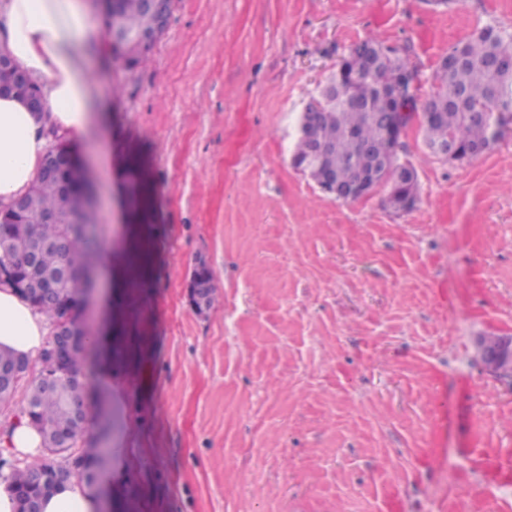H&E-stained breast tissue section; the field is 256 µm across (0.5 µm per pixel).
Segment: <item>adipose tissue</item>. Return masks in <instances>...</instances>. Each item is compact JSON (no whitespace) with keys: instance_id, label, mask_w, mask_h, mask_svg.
Masks as SVG:
<instances>
[{"instance_id":"ef3b65f1","label":"adipose tissue","mask_w":512,"mask_h":512,"mask_svg":"<svg viewBox=\"0 0 512 512\" xmlns=\"http://www.w3.org/2000/svg\"><path fill=\"white\" fill-rule=\"evenodd\" d=\"M100 27L87 0H6L0 7V47L42 90L44 109L0 97V206L35 182L59 131L80 142L97 112L96 81L88 68V43ZM49 319L12 288L0 285V348L30 358L49 342ZM129 456L115 448L95 483L73 481L45 498L42 512H99L103 497L128 479Z\"/></svg>"}]
</instances>
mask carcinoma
I'll return each instance as SVG.
<instances>
[{
	"mask_svg": "<svg viewBox=\"0 0 512 512\" xmlns=\"http://www.w3.org/2000/svg\"><path fill=\"white\" fill-rule=\"evenodd\" d=\"M118 25L133 35L154 29L156 18L146 0H117L106 26ZM380 46L374 37L354 43L338 63L336 73L325 87L324 99L312 98V121L318 136L328 142L332 152L323 156L320 172L329 173L342 185L353 184L372 160L387 151L381 114L393 107L387 90L398 86L412 72L395 48L375 63L368 51ZM448 57L451 65H440L434 73V90L422 105L430 115L424 124L426 142L447 145L462 155L488 147L505 135L504 127L512 117V34L486 26L456 46ZM310 142L300 137L292 151V164L300 168L309 157ZM64 169L57 177L38 176L26 193L30 210L16 220L0 223V264L10 263L26 270L24 243L34 239L50 243L67 239L62 249L44 248L36 254L35 271L52 296L38 306L53 323L67 318L78 323L77 297L82 294L80 278L91 266L101 241L81 224V200L78 189ZM58 212L70 224H37L41 212ZM87 346L75 345L64 352L66 373L57 381L43 379L53 370L46 356L41 372L32 377L27 402L20 418L35 426L43 436V447L53 448L61 439L70 440V448L85 440L86 419H78L76 408H87L90 389L86 382ZM49 460L39 458L19 466L0 460V478L9 481L18 503L17 512H28L40 505L53 491L35 474L47 469Z\"/></svg>",
	"mask_w": 512,
	"mask_h": 512,
	"instance_id": "cac0c4a2",
	"label": "carcinoma"
}]
</instances>
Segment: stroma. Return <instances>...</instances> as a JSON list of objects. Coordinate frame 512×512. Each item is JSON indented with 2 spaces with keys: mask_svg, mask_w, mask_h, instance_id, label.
<instances>
[{
  "mask_svg": "<svg viewBox=\"0 0 512 512\" xmlns=\"http://www.w3.org/2000/svg\"><path fill=\"white\" fill-rule=\"evenodd\" d=\"M488 24L512 32V0H174L146 64L91 50L113 264L87 327L94 359L131 350L112 444L133 512H512V386L476 348L512 337V132L449 162L412 118L406 211L291 165L351 44L397 48L422 101ZM202 269H206L203 277L204 281L208 282L209 288V307L211 308L215 302L216 298V287L213 284L212 275L206 263L202 260H199L196 263L193 274L187 284V298L190 306L196 311L198 314H205L209 308L207 304V296H206V284L200 277L195 273L196 271H200Z\"/></svg>",
  "mask_w": 512,
  "mask_h": 512,
  "instance_id": "stroma-1",
  "label": "stroma"
}]
</instances>
